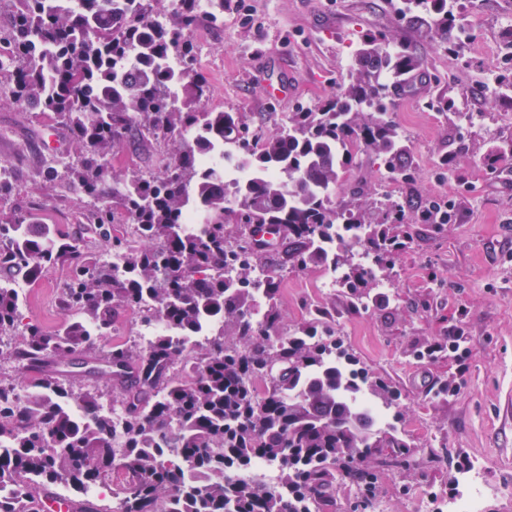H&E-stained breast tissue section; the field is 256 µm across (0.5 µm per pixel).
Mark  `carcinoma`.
I'll list each match as a JSON object with an SVG mask.
<instances>
[{
	"mask_svg": "<svg viewBox=\"0 0 512 512\" xmlns=\"http://www.w3.org/2000/svg\"><path fill=\"white\" fill-rule=\"evenodd\" d=\"M154 2L14 0L0 38L15 102L54 119L78 147L72 159L47 153L46 178L79 197L88 232L106 243L91 256L57 225L0 210V485L13 488L0 512H31L60 484L106 482L118 510L114 499H84L77 512H363L380 496L379 469L410 471L423 460L394 425L376 427L363 392L396 417L399 396L358 367L325 312L288 329L280 270L267 254L285 245L295 270H339L352 307L366 309L409 243L403 225L454 223L453 202H369L361 186L341 183L364 153L388 179L414 181L389 104L421 59L370 33L331 96L260 139L236 112L197 108L207 85L188 33L204 16L224 21V0H178L161 21ZM402 21L460 56L464 25L448 0H404ZM498 99L512 108V69L499 77ZM162 140L170 147L157 169L112 173L125 150ZM221 141L255 171L232 192L224 175L199 165ZM465 149L461 135L438 169L455 173ZM488 158L511 167L512 136ZM191 198L203 212L193 230L184 224ZM260 228L272 240L256 239ZM356 245L374 267L355 261ZM60 261L69 268L58 296L66 319L48 331L25 320L16 284ZM121 310L186 336L217 324L189 349L166 336L145 348L100 346ZM79 358L87 370L68 371ZM185 370L191 377L179 378ZM73 404L88 421L74 419ZM258 457L279 465L286 491L224 480ZM338 482L355 489V502L336 503Z\"/></svg>",
	"mask_w": 512,
	"mask_h": 512,
	"instance_id": "carcinoma-1",
	"label": "carcinoma"
}]
</instances>
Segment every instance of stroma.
<instances>
[{
    "mask_svg": "<svg viewBox=\"0 0 512 512\" xmlns=\"http://www.w3.org/2000/svg\"><path fill=\"white\" fill-rule=\"evenodd\" d=\"M461 2L470 38L455 60L400 21L401 0H226L223 22L204 18L190 33L196 68L208 85L199 109L241 113L265 136L290 112L336 90L367 33L411 42L424 62L428 93L393 96V117L412 148L414 182L388 187L369 159L347 171L344 182L362 185L378 201H459L455 222L411 225L412 242L395 263L390 287L379 289L367 310L352 309L341 289L320 288L323 269L286 268L281 251L268 256L269 264L284 268L277 303L286 325L302 322L311 309L327 310L360 367L400 393L397 426L423 465L382 475L386 512H411L416 498L456 496L458 479L476 463L488 491L485 512H512V169L487 165L492 142L512 135V110L494 93L512 0ZM277 84L285 85V96H268ZM444 95L475 117L454 176L435 165L457 132L434 106ZM43 122L10 96L0 97V160L14 166L21 186L0 206L58 225L98 252L103 243L87 235L83 203L45 178L35 135ZM65 275L57 264L30 282L26 318L47 327L60 322L56 290ZM437 341L444 352L417 357ZM448 384L452 393H443ZM437 440L442 447L434 460Z\"/></svg>",
    "mask_w": 512,
    "mask_h": 512,
    "instance_id": "35a3bbf8",
    "label": "stroma"
}]
</instances>
